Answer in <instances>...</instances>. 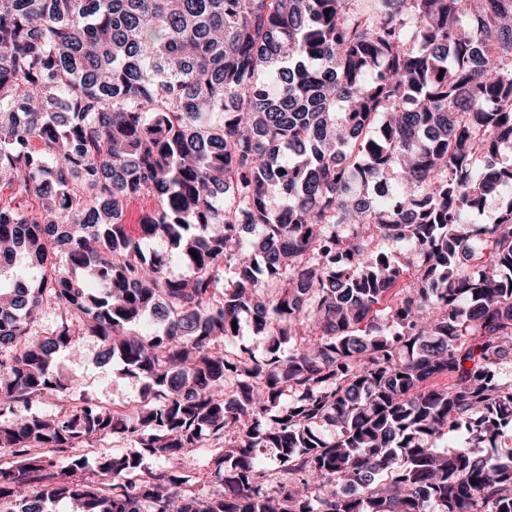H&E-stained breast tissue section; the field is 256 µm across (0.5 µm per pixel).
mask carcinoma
Segmentation results:
<instances>
[{
	"label": "carcinoma",
	"mask_w": 512,
	"mask_h": 512,
	"mask_svg": "<svg viewBox=\"0 0 512 512\" xmlns=\"http://www.w3.org/2000/svg\"><path fill=\"white\" fill-rule=\"evenodd\" d=\"M509 157L512 0H0V512H512ZM86 336L147 398L22 413ZM227 346L236 351L247 348L257 355H260L266 348V341L263 336H256L254 334L250 320L244 317L241 321L239 336L230 338L227 341ZM125 448H131L130 442L112 436L98 437L92 438L87 444L82 448L81 453L85 455L90 462H92L96 457L101 455L104 452L107 453H120Z\"/></svg>",
	"instance_id": "1"
}]
</instances>
